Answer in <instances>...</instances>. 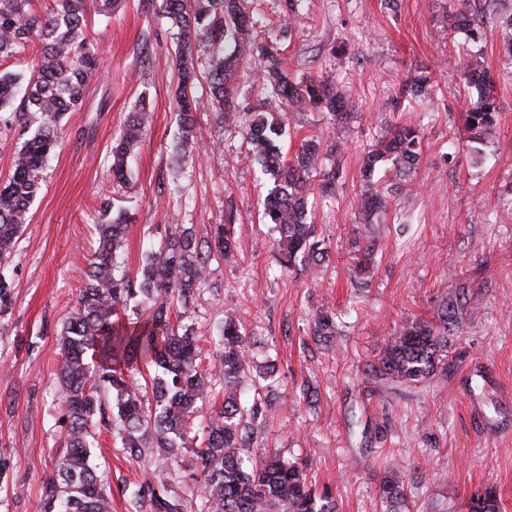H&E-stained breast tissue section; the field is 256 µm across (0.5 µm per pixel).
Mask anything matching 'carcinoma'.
Wrapping results in <instances>:
<instances>
[{
  "mask_svg": "<svg viewBox=\"0 0 512 512\" xmlns=\"http://www.w3.org/2000/svg\"><path fill=\"white\" fill-rule=\"evenodd\" d=\"M117 0H52L43 13L34 0H0V61L31 49L27 82L0 71V136L19 132L25 140L18 150L11 176L0 184V265L12 261L17 237L28 221L29 208L41 186V172L59 146L63 114L76 110L87 83L102 68L101 59L84 29L95 12L110 15ZM165 18L177 38L179 136L175 167L197 144V104L193 89L199 78L209 88V107L221 124H236L237 81L247 75L259 81L264 98L259 111L244 126L248 155L273 187L263 215L278 234L277 262L286 274L297 263H313L317 274L328 257L313 240L307 222L311 197H336L341 178L339 157L345 149L344 128L351 113L348 101L327 75L295 78L285 72L276 38L259 39L245 0H164ZM462 8L442 14L437 33L444 37L466 32L473 42L491 29L512 61V12L500 0H461ZM462 77L475 90L464 111V128L474 153L498 134L500 74L483 65L481 53L469 50ZM433 77L416 67L399 87L400 98L416 100L431 91ZM331 115L332 134L307 137L292 159L283 158L280 142L286 135L283 109ZM149 124L145 101L135 105L112 146V184H129L128 154L141 144ZM420 128L414 124L390 127L363 152L361 186L355 207L363 223L387 207L392 196L409 202L413 179L423 159ZM388 165L397 180L384 184L376 171ZM130 216L118 209L109 222L96 225L98 248L83 269V283L75 307L59 332V353L53 375L65 405L67 451L56 473L45 483L43 512H112V487L92 464L91 428L112 427L123 453L142 462L149 476L136 487L139 512H184L172 494L163 471L142 460L153 448L162 463H176L190 452L203 477L197 512H337L331 488L317 489L307 481L299 461L278 454L251 458L252 444L268 411L267 386L276 360L258 361L251 355V338L236 312L224 311L215 324L212 358L202 357L194 328L177 314L193 303V288L207 274L209 262H237L234 225L220 224L212 233L193 227L166 232L164 244L145 254L130 270L119 259L126 244ZM353 278L370 285L376 236L352 244ZM478 305L467 278L442 299L434 318L405 317L388 338L366 375L386 384L426 383L448 379L449 337L461 332ZM313 340L330 346L338 334L336 315L318 311L310 330ZM151 371L146 384L135 379L142 368ZM221 399L211 408L201 447L191 441L198 404ZM385 512H403L405 485L400 471L386 470L379 485ZM466 512H501L495 486L486 485L465 504Z\"/></svg>",
  "mask_w": 512,
  "mask_h": 512,
  "instance_id": "obj_1",
  "label": "carcinoma"
}]
</instances>
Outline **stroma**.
I'll use <instances>...</instances> for the list:
<instances>
[{
    "mask_svg": "<svg viewBox=\"0 0 512 512\" xmlns=\"http://www.w3.org/2000/svg\"><path fill=\"white\" fill-rule=\"evenodd\" d=\"M162 0H119L112 16L89 14L86 31L105 74L87 84L76 111L61 123V145L12 261L0 267L15 288L0 309V512H41L43 488L65 451L64 407L53 364L63 319L82 286L80 269L97 246L103 201L128 208L124 264L138 266L146 249L177 224L210 225L232 217L240 259L211 261L184 316L205 334L225 309H237L252 352L278 363L280 389L306 384L313 405L274 406L258 432V448L302 460L313 484L331 487L341 512H382L385 466L405 476L409 512H461L478 488L495 485L512 512V222L492 212L512 198V78L497 86L499 132L474 164L461 138L467 88L461 37L439 39L433 20L458 0H304V16L282 31L286 0H259L261 26L279 31L302 74L323 72L347 94L350 143L341 157L336 201L315 200L310 219L329 252L318 284L297 271L282 275L274 233L260 220L268 184L244 158L241 126L215 123L208 86L197 83L206 144L188 158L181 180L171 167L178 132L175 40ZM433 72L431 96L400 102L398 87L416 65ZM151 108L146 139L128 159L129 188H112L113 140L139 100ZM418 123L425 152L418 178L428 189L409 212L388 204L377 224L355 210L362 152L381 129ZM380 239L370 287L349 275L355 237ZM474 279L477 313L452 337L448 380L387 389L364 373L407 315L432 318L461 277ZM336 314L332 347L315 343L309 324L318 309ZM95 462L112 487V512H137L131 492L142 467L123 455L106 426H96Z\"/></svg>",
    "mask_w": 512,
    "mask_h": 512,
    "instance_id": "35a3bbf8",
    "label": "stroma"
}]
</instances>
